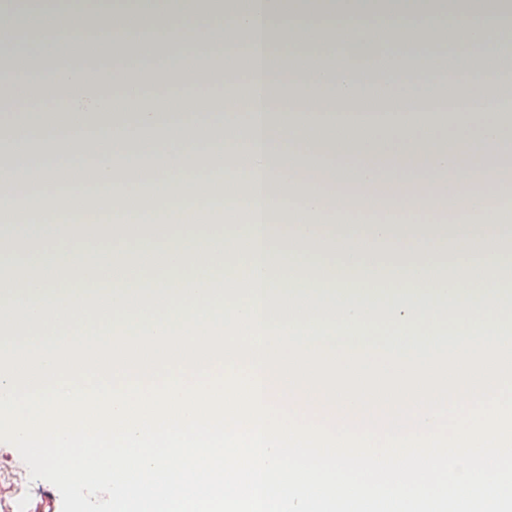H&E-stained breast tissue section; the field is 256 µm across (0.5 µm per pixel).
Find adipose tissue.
<instances>
[{
  "label": "adipose tissue",
  "instance_id": "obj_1",
  "mask_svg": "<svg viewBox=\"0 0 512 512\" xmlns=\"http://www.w3.org/2000/svg\"><path fill=\"white\" fill-rule=\"evenodd\" d=\"M33 11L55 14L56 26L30 31ZM73 13L80 26L67 23ZM21 31L34 44L13 63L39 92L0 115L20 146L0 169V317L215 322L236 310L265 329L364 340L384 305L398 339L512 337V301L486 280L489 268L512 269V252L478 247L503 236L500 216L512 210V173L495 163L512 152V101L488 94L512 82V0H0V40ZM381 45L378 67L369 59ZM218 51L225 76L201 88ZM450 51L498 63L459 98L434 81ZM120 56L162 58L171 90L149 96L117 68ZM330 98L346 110L325 111ZM202 110L219 117L206 138L176 119ZM75 120L83 133L63 143L66 161L53 160L59 129ZM201 153L211 177L189 182ZM304 158L319 187L300 221L273 224ZM72 170L97 207L18 250L10 225L44 223L46 193L65 196ZM413 171L427 174L425 194L476 184L485 201L460 194L451 226L397 224L393 214L416 206L407 182L385 220L351 215L338 194L351 184L369 197L386 173ZM220 176L247 188L223 201L238 214L230 223L184 224L148 203L188 184L215 197Z\"/></svg>",
  "mask_w": 512,
  "mask_h": 512
}]
</instances>
